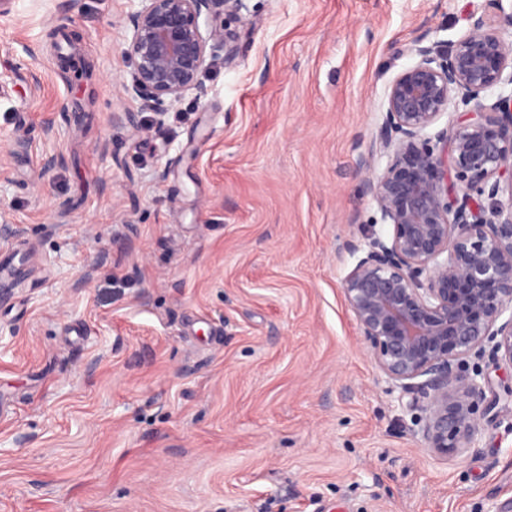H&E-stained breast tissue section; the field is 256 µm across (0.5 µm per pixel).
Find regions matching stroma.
Returning a JSON list of instances; mask_svg holds the SVG:
<instances>
[{
	"mask_svg": "<svg viewBox=\"0 0 512 512\" xmlns=\"http://www.w3.org/2000/svg\"><path fill=\"white\" fill-rule=\"evenodd\" d=\"M136 8L0 16V512H512V367L468 357L499 402L437 457L341 290L390 233L388 86L485 0H241L170 105L129 91Z\"/></svg>",
	"mask_w": 512,
	"mask_h": 512,
	"instance_id": "obj_1",
	"label": "stroma"
}]
</instances>
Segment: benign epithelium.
I'll return each instance as SVG.
<instances>
[{"instance_id": "obj_1", "label": "benign epithelium", "mask_w": 512, "mask_h": 512, "mask_svg": "<svg viewBox=\"0 0 512 512\" xmlns=\"http://www.w3.org/2000/svg\"><path fill=\"white\" fill-rule=\"evenodd\" d=\"M487 0L494 27L478 17L442 50L416 43L419 60L400 71L386 94L378 131L386 167L370 179L390 237H372L342 281L345 301L378 368L405 392L423 377L428 399L419 434L442 458L460 457L477 435L479 402L492 382L458 371L470 354L490 349L512 366V3ZM234 0H140L129 15L124 54L135 65L133 91L175 102L195 87L207 58L230 35L202 32L203 11L221 15ZM454 125L430 145L426 130L450 107ZM487 195L489 206L473 194Z\"/></svg>"}]
</instances>
